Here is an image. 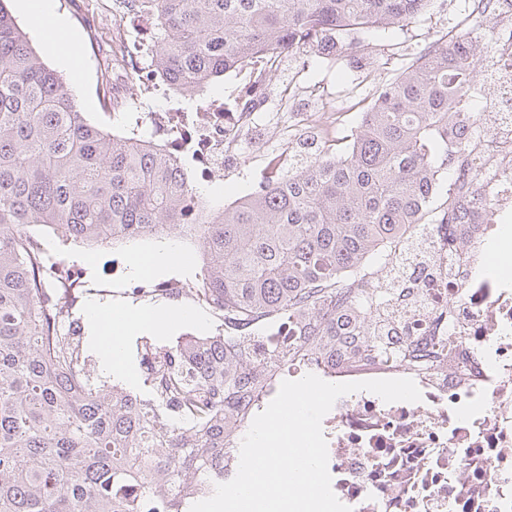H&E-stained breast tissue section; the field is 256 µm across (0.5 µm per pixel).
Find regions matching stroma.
Segmentation results:
<instances>
[{"label":"stroma","instance_id":"1","mask_svg":"<svg viewBox=\"0 0 512 512\" xmlns=\"http://www.w3.org/2000/svg\"><path fill=\"white\" fill-rule=\"evenodd\" d=\"M475 0H431L428 9L418 17L395 28L379 31L377 35H360L361 43L372 50L365 69L349 66L347 54L334 60H316L305 67L282 62L273 71V86L285 85L290 76H298L308 88L322 86L336 92V112L339 130L355 126L372 95L382 83L396 77L411 64L424 48L451 28H465ZM54 10L64 18L76 40L78 56L72 64L60 63L50 52L41 29L30 26L25 15L16 20L26 28L31 44L42 60L62 75L76 95L82 112L93 123L111 129L112 122L105 112L99 88L110 79L107 58L111 51L108 37L116 19L104 7L102 0H54ZM316 101L308 96L295 99L288 111L271 114L258 113L251 128L242 137V147L236 159L225 160L221 195L210 196L211 206L228 205L249 192L258 189L271 173L270 161L276 154L296 152L294 141L274 142L268 136L271 121L294 123L299 113L316 108ZM33 236L46 242L45 256L52 262H65L80 268L87 286L80 293L74 308L78 318H86L92 305L98 304L112 312L128 315L142 309L155 312L152 326L145 328L144 336L161 344H174L185 334L206 336L213 333L218 321L212 310L190 299H173L162 294L142 295L135 286L140 279L129 263L131 242H118L87 251L81 244H62L52 232L32 228ZM197 312L194 320H177L175 309Z\"/></svg>","mask_w":512,"mask_h":512}]
</instances>
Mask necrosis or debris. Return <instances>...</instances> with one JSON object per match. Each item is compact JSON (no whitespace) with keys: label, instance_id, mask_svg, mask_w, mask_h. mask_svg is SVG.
Here are the masks:
<instances>
[{"label":"necrosis or debris","instance_id":"obj_1","mask_svg":"<svg viewBox=\"0 0 512 512\" xmlns=\"http://www.w3.org/2000/svg\"><path fill=\"white\" fill-rule=\"evenodd\" d=\"M144 41L123 28L113 36L119 65L147 94L166 79L143 60ZM288 55L284 43L233 68L234 107L215 101L193 112L150 113V144L200 180L223 178L241 125L271 102L287 106L266 73L270 57ZM484 80L493 97L469 92L451 104L474 113L476 127L461 158L474 179L454 184L451 203L482 207L481 220L453 250L430 225L407 282L426 306L402 313L411 335L447 337V362L427 376L397 359L336 368L340 382L411 378L422 393L417 403H387L355 392L323 418L332 489L353 512H512V237L503 236L512 224V26L499 29ZM492 242L494 254L486 249Z\"/></svg>","mask_w":512,"mask_h":512}]
</instances>
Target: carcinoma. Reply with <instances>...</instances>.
I'll return each mask as SVG.
<instances>
[{"label": "carcinoma", "mask_w": 512, "mask_h": 512, "mask_svg": "<svg viewBox=\"0 0 512 512\" xmlns=\"http://www.w3.org/2000/svg\"><path fill=\"white\" fill-rule=\"evenodd\" d=\"M139 2L149 64L196 95L287 36L340 53L353 49L341 36L413 19L429 0ZM492 38L446 33L381 87L344 153L306 147L298 168L213 209L152 146L90 122L0 5V512H189L239 463L237 440L289 362L331 375L338 360L408 357L397 296L367 261L416 225L452 223L432 208L468 147L464 130L448 138V103L476 86ZM33 226L89 247L192 240L198 299L222 324L145 344L143 393L92 372L82 321L44 301Z\"/></svg>", "instance_id": "carcinoma-1"}]
</instances>
